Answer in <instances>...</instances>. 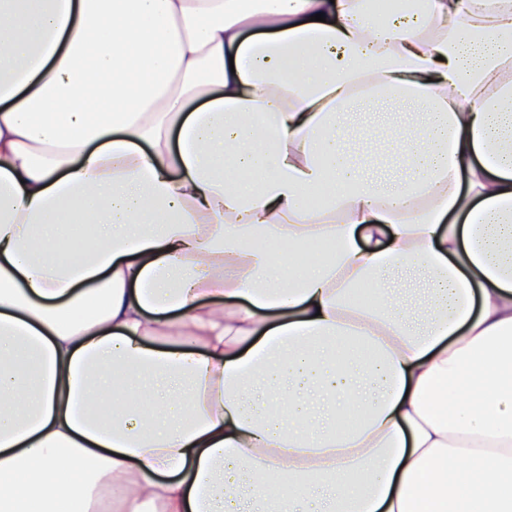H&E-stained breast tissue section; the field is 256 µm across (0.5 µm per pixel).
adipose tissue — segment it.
<instances>
[{"label":"adipose tissue","instance_id":"1","mask_svg":"<svg viewBox=\"0 0 512 512\" xmlns=\"http://www.w3.org/2000/svg\"><path fill=\"white\" fill-rule=\"evenodd\" d=\"M0 512H512V0H0Z\"/></svg>","mask_w":512,"mask_h":512}]
</instances>
